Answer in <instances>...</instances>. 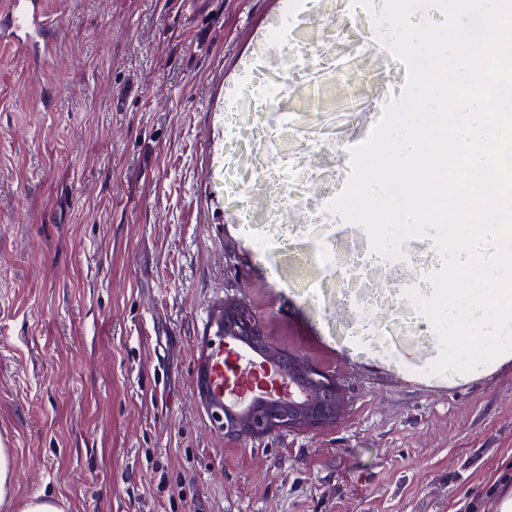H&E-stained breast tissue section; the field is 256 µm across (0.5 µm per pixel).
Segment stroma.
Returning <instances> with one entry per match:
<instances>
[{
	"mask_svg": "<svg viewBox=\"0 0 512 512\" xmlns=\"http://www.w3.org/2000/svg\"><path fill=\"white\" fill-rule=\"evenodd\" d=\"M37 48L0 40V445L15 493L64 512H492L512 466V352L436 376L434 336L356 310L304 235L328 252L362 227L297 224L285 240L284 155L326 175L349 156L289 151L299 137L355 147L400 97L406 68L368 46L361 9L307 0H42ZM366 42L358 79L293 76L290 55ZM287 86L277 101L255 95ZM264 113L278 153L231 126ZM302 113L301 129L288 118ZM248 177L235 210L224 162ZM232 254L241 274L224 267ZM244 300L267 341L340 374L351 404L316 434L234 440L212 431L193 382L212 312Z\"/></svg>",
	"mask_w": 512,
	"mask_h": 512,
	"instance_id": "35a3bbf8",
	"label": "stroma"
}]
</instances>
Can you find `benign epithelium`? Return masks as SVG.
I'll list each match as a JSON object with an SVG mask.
<instances>
[{
    "instance_id": "1",
    "label": "benign epithelium",
    "mask_w": 512,
    "mask_h": 512,
    "mask_svg": "<svg viewBox=\"0 0 512 512\" xmlns=\"http://www.w3.org/2000/svg\"><path fill=\"white\" fill-rule=\"evenodd\" d=\"M224 312L234 316L240 329L257 338L264 330L252 309L243 301L228 299ZM224 336V399L239 403L259 389L265 393V406L245 416H234L229 409L216 415L218 429L227 438L262 439L283 431L318 432L338 422L344 415L348 396L339 377L304 356L267 347L261 359L265 376L254 381L237 374L240 358L234 342Z\"/></svg>"
}]
</instances>
